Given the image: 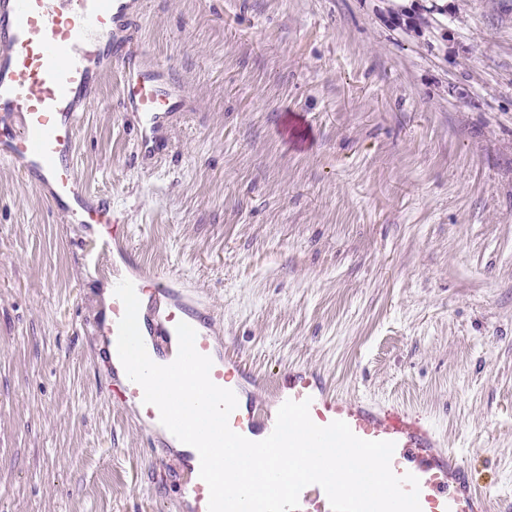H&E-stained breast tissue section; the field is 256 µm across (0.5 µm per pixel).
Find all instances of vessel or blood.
<instances>
[{
    "instance_id": "b4317fda",
    "label": "vessel or blood",
    "mask_w": 512,
    "mask_h": 512,
    "mask_svg": "<svg viewBox=\"0 0 512 512\" xmlns=\"http://www.w3.org/2000/svg\"><path fill=\"white\" fill-rule=\"evenodd\" d=\"M147 0H0V159L9 161L67 224L99 226L104 239L129 254V229L111 199L91 192L77 167V129L97 99L105 74L119 70L121 108L136 123L134 149L143 163L165 156L169 133L191 111L185 82L151 55L136 23ZM138 297L141 331L154 345L170 344L177 323L196 331L195 347L212 360L210 378L238 399L230 428L250 436L263 426L266 410L255 375L214 341L210 311L179 291V277L139 264L124 274ZM114 400L137 410V422L158 454L178 466L188 460L178 440L160 422L156 406L144 403L141 386L122 377ZM275 405L309 400L319 426L346 422L364 440L395 444L391 469L419 480L421 512H491V499L476 488L464 461L443 446L431 420L399 405H382L337 393L317 370L291 366L273 389ZM178 496L187 512H208L210 491L199 477L183 483ZM300 512H331L315 484L299 497Z\"/></svg>"
}]
</instances>
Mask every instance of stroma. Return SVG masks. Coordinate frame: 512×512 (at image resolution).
I'll use <instances>...</instances> for the list:
<instances>
[{
    "instance_id": "1",
    "label": "stroma",
    "mask_w": 512,
    "mask_h": 512,
    "mask_svg": "<svg viewBox=\"0 0 512 512\" xmlns=\"http://www.w3.org/2000/svg\"><path fill=\"white\" fill-rule=\"evenodd\" d=\"M411 2L149 0L193 110L141 166L110 73L77 163L264 380L308 365L422 412L512 512V0H437L421 36L389 18ZM82 235L0 160V512H176L100 357L121 254Z\"/></svg>"
}]
</instances>
